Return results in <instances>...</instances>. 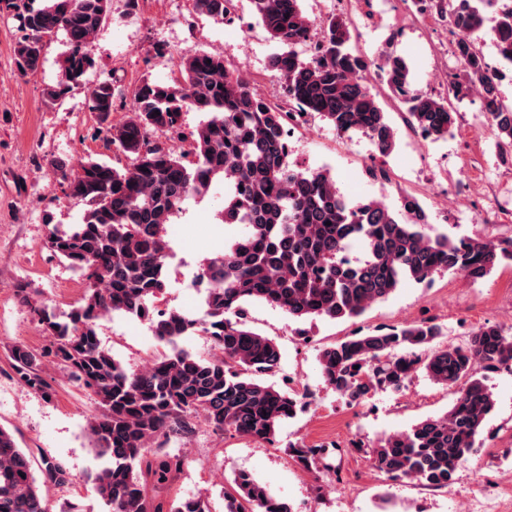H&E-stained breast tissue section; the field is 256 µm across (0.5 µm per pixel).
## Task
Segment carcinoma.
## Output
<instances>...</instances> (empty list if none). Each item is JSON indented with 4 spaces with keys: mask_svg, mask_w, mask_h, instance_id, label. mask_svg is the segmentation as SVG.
I'll use <instances>...</instances> for the list:
<instances>
[{
    "mask_svg": "<svg viewBox=\"0 0 512 512\" xmlns=\"http://www.w3.org/2000/svg\"><path fill=\"white\" fill-rule=\"evenodd\" d=\"M195 14L224 23L229 0H192ZM252 12L275 45L269 67L299 112L316 113L340 135L359 133L385 155L395 145L387 113L360 82L375 60L352 48L348 18L314 19L302 0H249ZM448 26L461 69L450 81L452 97L478 90L482 111L502 157L512 158V103L502 98L473 34L484 11L498 9L494 28L501 58L512 64V10L499 0H415ZM21 35L14 55L18 71L35 73L45 48L63 34L67 50L58 64L60 80L46 89L53 102L84 84L95 66L92 44L105 22L108 0H0ZM383 81L408 106L410 124L424 137L452 134L456 111L448 99L414 89L405 59L387 58ZM125 95L111 78L89 92L87 108L106 124L107 143L132 156L116 168L89 158L73 172L56 165L68 195L86 203L81 222L49 231L45 246L87 283L81 303L67 313L35 304L32 311L53 337L50 355L70 379L91 391L98 410L89 422L101 465L88 476L103 512H163L148 496L149 482L181 470L183 458L162 451L163 439L188 438L200 416L215 431L273 442L280 425L303 406L299 395L261 380L281 366L276 341L246 326V306L263 301L294 319H355L385 300L408 279L459 273L472 280L512 261V238L494 242L430 235L419 201L401 200V213L377 199L353 203L325 170L303 171L288 160L282 129L288 112L252 90L230 71L224 58L203 50L180 59L178 76L167 82L143 78L132 90L131 115L118 126L109 117ZM187 111L205 115L186 129ZM162 131L189 137L191 150L150 138ZM224 184L223 224L243 233L210 259L202 276L209 287L200 318L177 310L156 312L151 302L166 288L167 224L191 198ZM361 256L350 259L352 243ZM129 315L150 323L171 354L139 372L128 371L98 337V321ZM202 333L223 356L202 359L178 348ZM442 327L420 321L351 336L322 349L318 363L325 383L355 402L378 386L401 389L422 369L437 384L454 389L452 407L409 430L389 435L370 449L374 467L395 479L424 486H450L459 465L476 453V440L494 411L486 373L512 366V334L485 324L463 342L442 341ZM428 351L426 356L416 350ZM44 355L15 346L11 366L17 379L44 396ZM289 451L305 467L317 464L319 448L303 443ZM224 493V512H291L251 475L240 473ZM0 512H48L33 460L8 429L0 427ZM171 512H210L201 498Z\"/></svg>",
    "mask_w": 512,
    "mask_h": 512,
    "instance_id": "carcinoma-1",
    "label": "carcinoma"
}]
</instances>
